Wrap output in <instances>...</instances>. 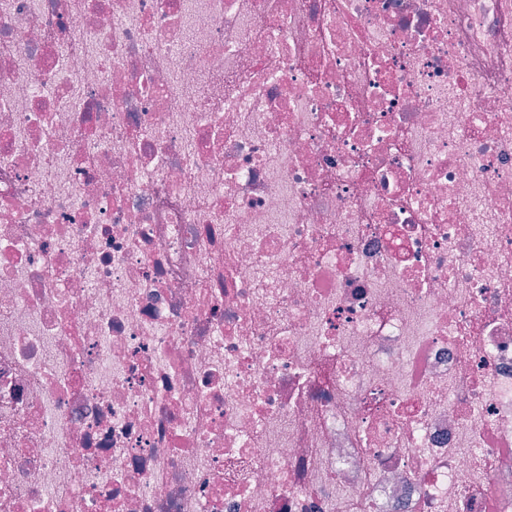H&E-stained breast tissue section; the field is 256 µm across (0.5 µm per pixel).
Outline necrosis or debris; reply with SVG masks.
<instances>
[{"instance_id":"1","label":"necrosis or debris","mask_w":512,"mask_h":512,"mask_svg":"<svg viewBox=\"0 0 512 512\" xmlns=\"http://www.w3.org/2000/svg\"><path fill=\"white\" fill-rule=\"evenodd\" d=\"M0 512H512V0H0Z\"/></svg>"}]
</instances>
